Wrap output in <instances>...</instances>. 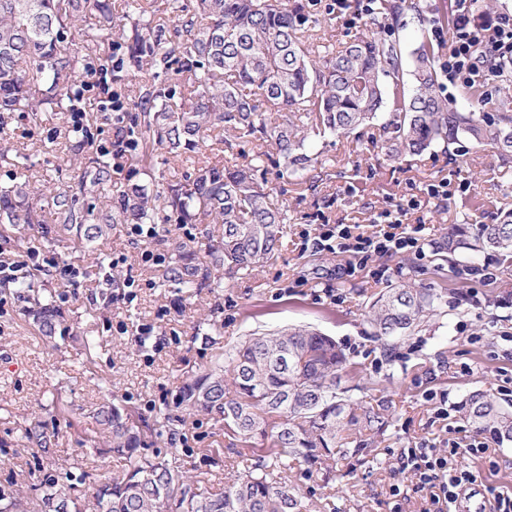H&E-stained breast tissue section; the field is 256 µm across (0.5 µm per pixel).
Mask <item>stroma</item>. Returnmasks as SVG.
<instances>
[{"mask_svg":"<svg viewBox=\"0 0 512 512\" xmlns=\"http://www.w3.org/2000/svg\"><path fill=\"white\" fill-rule=\"evenodd\" d=\"M421 13H408L397 31L403 54L430 41L433 21L451 26L453 0H419ZM318 16L329 17L319 35L323 41L343 43L360 34L365 20L355 19L349 5L318 0ZM83 37L99 46L82 70L84 86L79 100L87 113H95L93 86L102 71L111 70L105 52L109 45L96 17H87ZM176 76L162 58H155L144 73L125 65L113 77L112 88L122 99L132 100L146 91L174 84ZM383 109L376 122L349 135L314 134L309 138L319 151L317 170L304 177L284 172L277 157L264 162V178L271 194L288 209L283 246L276 260L252 275L191 295L174 286H160V267L143 264L130 244L124 225H114L98 244L107 259H122L139 283L134 301L111 300V288L102 279V266L91 263L81 251L68 260L80 265L86 276L68 290L62 304L70 325L94 336L98 347L94 361L82 365L70 339L48 346L21 312L0 317V442H13L21 417L35 414L58 434V452L69 455L75 435L65 419L56 417L53 398L79 410L82 430H92L90 417L96 404L107 397L130 402L145 416L155 405L171 400L186 376L200 365L228 352L253 334L289 326H309L332 336L345 349L353 370L347 385L365 388V402L391 399L393 426L379 441L374 457L361 462L340 460L336 477H299L309 502V512H392L393 484L408 492L404 512H429L426 492L417 490L411 472L399 471L396 458L422 440L444 444L473 435L474 430L454 408L470 391H488L504 404L512 402V260L490 259L498 269L493 282L466 278L467 268L483 264L481 254H465L456 261L437 255L440 243L454 224H496L512 213V162L499 159L489 145L468 141L450 148L433 147L422 154L390 160L383 147L381 125L392 119ZM63 113H45L38 124L12 115L0 123L15 147L27 148L38 169H54L68 181L67 166L44 153L50 140L65 142L69 130ZM189 163L145 148L116 161L112 187L124 189L129 176L156 189L172 176L191 173ZM447 184V200L431 196L430 186ZM408 211V221L424 225L430 247L424 258L411 254L376 257L354 277L341 280L338 268L353 262L351 253L314 248L324 225L357 224L370 231L381 214L397 208ZM407 282L441 294L436 311L419 332L398 342L385 356L371 336L365 317L370 303L390 285ZM97 304H90V296ZM128 327L151 324L161 349L146 356L134 337L118 334L119 323ZM108 386H98V378ZM446 395L453 411L448 419L436 418L429 393ZM177 446L186 470L208 469L213 455L225 464L254 466L260 450L233 446L212 421L202 416L186 418L179 428ZM448 465L466 469L480 487L512 491V444L490 441L485 454L459 453Z\"/></svg>","mask_w":512,"mask_h":512,"instance_id":"35a3bbf8","label":"stroma"}]
</instances>
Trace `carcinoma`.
<instances>
[{
  "label": "carcinoma",
  "instance_id": "1",
  "mask_svg": "<svg viewBox=\"0 0 512 512\" xmlns=\"http://www.w3.org/2000/svg\"><path fill=\"white\" fill-rule=\"evenodd\" d=\"M94 7L101 29L117 38L124 29L114 23L112 9L138 16L129 45L138 70L161 50L184 80L187 102L147 93L133 102L129 130L134 138L147 135L155 151L185 157L193 173L151 192L132 183L121 191L115 210L96 214L80 205L78 194L109 197L112 155L95 147L86 131L76 132L67 147L73 187L56 185L36 169L31 155L15 150L13 179L0 187V223L33 231L51 247L68 240L88 249L108 237L114 224H220L221 232L200 245L194 236L165 230L162 283L193 294L248 275L276 257L288 210L258 180L262 158L220 168L208 152L251 136L272 147L291 173L309 172L319 163L310 133L345 134L368 125L390 97L395 116L383 129L393 157L447 148L462 137L512 157V114L491 118L448 102L433 49L422 43L411 53L413 88L407 94L400 84L397 39L370 29L350 43L315 51L308 32L319 19L301 0H195L183 21L184 38L168 46L145 18L142 0H121L111 9L101 0H0V112H19L37 123L45 112L71 110L80 96L86 46L66 40L65 33L80 30ZM418 8L415 0H381L377 10L394 26ZM385 77L393 80L390 93ZM42 197L50 199L47 212L36 204ZM438 252H493L512 259V216L481 224L474 233L456 224ZM15 287L46 341L69 331L80 354L92 360L95 338L66 325L54 291L31 280ZM437 299L431 290L409 284L387 289L371 305L373 336L392 350L387 339L413 333ZM226 358L199 367L150 420L115 399L99 404L93 433L64 459L45 421L21 417L15 443L32 450L34 466L0 486V512H308L288 471L303 466L327 479L337 460L371 455L392 425L391 400L368 406L352 401L350 388L341 386L348 357L316 330L289 327L250 336ZM457 409L477 431L512 442V408L474 390ZM181 412L211 417L234 442L265 441L266 458L243 471L230 466L222 489L213 490L208 473L185 470L179 449L155 447L165 432L176 441ZM88 442L105 443L123 461L122 472L105 482L91 480Z\"/></svg>",
  "mask_w": 512,
  "mask_h": 512
}]
</instances>
